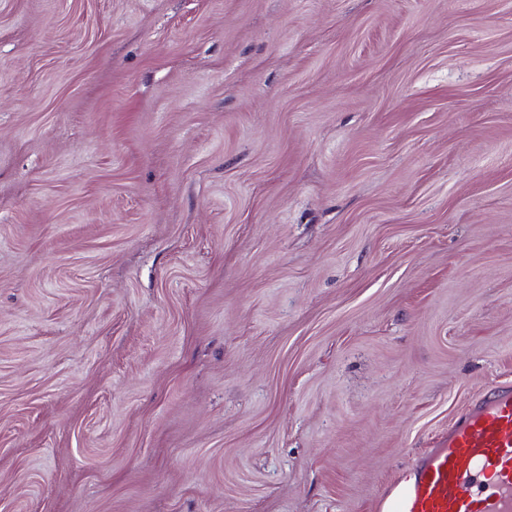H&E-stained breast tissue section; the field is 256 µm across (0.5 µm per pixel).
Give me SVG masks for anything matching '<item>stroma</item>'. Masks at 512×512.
I'll list each match as a JSON object with an SVG mask.
<instances>
[{
	"label": "stroma",
	"instance_id": "35a3bbf8",
	"mask_svg": "<svg viewBox=\"0 0 512 512\" xmlns=\"http://www.w3.org/2000/svg\"><path fill=\"white\" fill-rule=\"evenodd\" d=\"M512 383V0H0V512H377Z\"/></svg>",
	"mask_w": 512,
	"mask_h": 512
}]
</instances>
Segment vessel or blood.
I'll return each instance as SVG.
<instances>
[{"label":"vessel or blood","instance_id":"vessel-or-blood-1","mask_svg":"<svg viewBox=\"0 0 512 512\" xmlns=\"http://www.w3.org/2000/svg\"><path fill=\"white\" fill-rule=\"evenodd\" d=\"M379 512H512V385L497 386L390 486Z\"/></svg>","mask_w":512,"mask_h":512}]
</instances>
